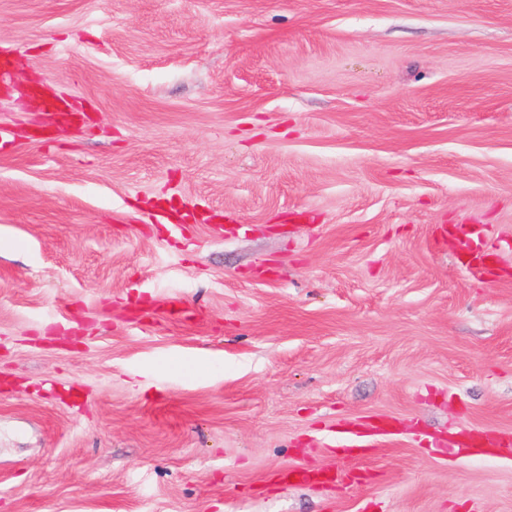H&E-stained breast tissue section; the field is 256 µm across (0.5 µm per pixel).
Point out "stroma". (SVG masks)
<instances>
[{
	"mask_svg": "<svg viewBox=\"0 0 512 512\" xmlns=\"http://www.w3.org/2000/svg\"><path fill=\"white\" fill-rule=\"evenodd\" d=\"M2 56L0 512H512L454 446L512 439V0H0Z\"/></svg>",
	"mask_w": 512,
	"mask_h": 512,
	"instance_id": "stroma-1",
	"label": "stroma"
}]
</instances>
